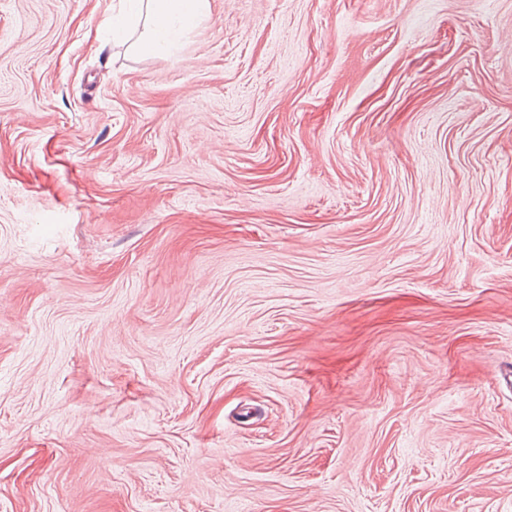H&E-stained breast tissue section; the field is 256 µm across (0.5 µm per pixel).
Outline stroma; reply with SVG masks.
I'll list each match as a JSON object with an SVG mask.
<instances>
[{"label":"stroma","instance_id":"35a3bbf8","mask_svg":"<svg viewBox=\"0 0 512 512\" xmlns=\"http://www.w3.org/2000/svg\"><path fill=\"white\" fill-rule=\"evenodd\" d=\"M0 0V512H512V0ZM153 28L139 49L145 55L162 53L171 48L180 34L198 26L209 13V0H147Z\"/></svg>","mask_w":512,"mask_h":512}]
</instances>
